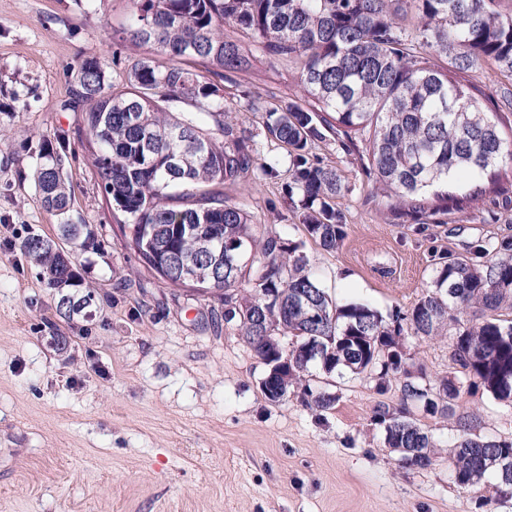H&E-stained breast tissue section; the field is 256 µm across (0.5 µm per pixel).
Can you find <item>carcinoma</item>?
<instances>
[{
	"label": "carcinoma",
	"instance_id": "carcinoma-1",
	"mask_svg": "<svg viewBox=\"0 0 512 512\" xmlns=\"http://www.w3.org/2000/svg\"><path fill=\"white\" fill-rule=\"evenodd\" d=\"M123 40L141 49L119 80L106 81L109 57L80 59L62 111L82 112L76 141L88 151L102 200L121 225L125 246L148 268L174 263L215 269L217 289L238 311L241 337L264 365L278 337L320 355L312 363L289 361L288 383L262 389L271 402L288 395L310 366L330 372L378 371L411 377L399 336H440L455 325L452 359L479 388L512 405V236L477 239L466 255L443 259L432 290L405 314L386 322L362 303L338 306L308 270L299 246L257 232L252 216L224 199V182L278 174V159L254 155L246 113L258 97L243 94L245 108L224 103V80L257 62L297 64L300 95L265 110L266 139L288 146L290 177L284 198L320 246L333 251L345 238V217L335 200L349 190L340 171L314 150L333 140L346 154L366 157L376 189L409 210L446 211L491 194L496 174L458 198L446 191L477 172L512 165V136L493 119L492 106L512 107V0H130ZM231 25L253 43L250 51L224 34ZM201 66L200 74L195 66ZM507 79L486 85L487 69ZM189 106L179 111L181 105ZM38 138L33 179L43 206L60 218L57 239L33 234L23 255L55 290L56 312L71 315L93 304L81 281L78 256L96 250V235L75 214L66 152L44 135L0 128L5 143L18 134ZM73 244L70 262L57 240ZM84 293L71 299L69 289ZM475 322L460 325L459 315ZM421 388L408 381L405 396L430 416L446 417L461 388L452 377ZM306 404L329 409L337 396L304 389ZM385 443L401 449L402 465L425 469L434 444L404 409L378 411ZM455 479L462 485L491 472L498 487L512 488V439L472 434L459 423Z\"/></svg>",
	"mask_w": 512,
	"mask_h": 512
}]
</instances>
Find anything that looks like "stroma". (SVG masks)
I'll return each mask as SVG.
<instances>
[{"label":"stroma","mask_w":512,"mask_h":512,"mask_svg":"<svg viewBox=\"0 0 512 512\" xmlns=\"http://www.w3.org/2000/svg\"><path fill=\"white\" fill-rule=\"evenodd\" d=\"M129 11L130 0H0V124L76 148L83 115L59 109L73 67L104 46L129 58L118 39ZM225 90L233 108L240 91L259 95L262 108L247 122L254 149L279 160L275 179L225 185V197L300 243L336 304L409 309L439 257L512 235L511 173L478 204L416 220L373 190L358 154L325 141L316 154L350 190L336 200L346 237L324 250L284 204L289 156L263 132L264 106L297 92L293 66L255 65ZM36 149L0 144V512H478L486 497L488 512H512L494 475L463 486L451 461L458 416L474 415L481 437L512 438V407L477 390L462 393L453 416L435 418L403 404L402 378L381 392L367 375L317 366L306 382L336 394L331 409L312 410L297 388L268 401L265 367L236 324L211 321L224 310L218 291L172 287L125 248L83 154L69 176L74 208L102 242L79 269L96 301L90 314L60 318L54 289L19 250L28 235L56 234L34 185ZM402 343L428 379L459 376L451 336ZM404 406L436 443L428 468L402 467L374 421L377 409Z\"/></svg>","instance_id":"35a3bbf8"}]
</instances>
